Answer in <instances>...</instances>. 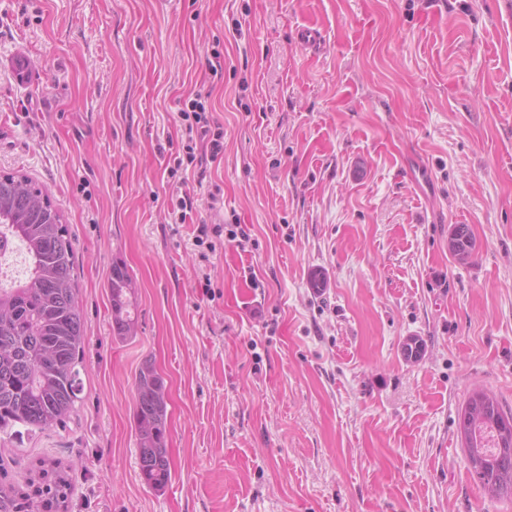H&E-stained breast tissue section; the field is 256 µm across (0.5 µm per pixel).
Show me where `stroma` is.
<instances>
[{
    "label": "stroma",
    "instance_id": "35a3bbf8",
    "mask_svg": "<svg viewBox=\"0 0 512 512\" xmlns=\"http://www.w3.org/2000/svg\"><path fill=\"white\" fill-rule=\"evenodd\" d=\"M197 93L224 129L223 201L196 188L198 215L242 244L169 219ZM0 171L69 225L86 336L77 415L0 445V486L54 462L67 512H512L458 432L473 390L512 409V0H0ZM116 262L140 311L122 341ZM146 360L160 491L133 419ZM448 238H451L456 243V249L450 254L455 257L458 261L468 260L475 248V240L470 227L466 224H454L451 226ZM458 252L464 253L463 258L458 257ZM166 385L150 362H145L135 379L134 423L139 467L145 484L151 489L165 487L171 475Z\"/></svg>",
    "mask_w": 512,
    "mask_h": 512
}]
</instances>
